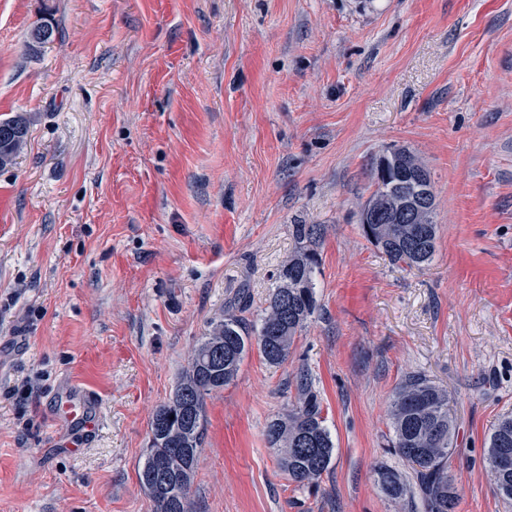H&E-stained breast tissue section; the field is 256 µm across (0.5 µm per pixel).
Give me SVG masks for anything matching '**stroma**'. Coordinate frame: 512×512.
<instances>
[{"mask_svg": "<svg viewBox=\"0 0 512 512\" xmlns=\"http://www.w3.org/2000/svg\"><path fill=\"white\" fill-rule=\"evenodd\" d=\"M53 39L30 45L41 20ZM0 512H153L154 412L212 320L259 324L295 224H321L316 311L207 400L191 512H423L382 493L389 399L447 390L457 512H512L484 463L512 410V0H0ZM417 155L436 252L392 264L357 213L371 164ZM308 373L335 443L317 487L265 429ZM77 381L90 433L56 424ZM29 120L24 115L0 119V168L13 164L26 145ZM99 410L100 401L92 390L74 382L68 384L57 397L58 419L69 427L93 430V421L96 420Z\"/></svg>", "mask_w": 512, "mask_h": 512, "instance_id": "obj_1", "label": "stroma"}]
</instances>
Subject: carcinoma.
<instances>
[{
	"instance_id": "obj_1",
	"label": "carcinoma",
	"mask_w": 512,
	"mask_h": 512,
	"mask_svg": "<svg viewBox=\"0 0 512 512\" xmlns=\"http://www.w3.org/2000/svg\"><path fill=\"white\" fill-rule=\"evenodd\" d=\"M29 120L23 115L0 119V168L13 164L26 145ZM374 191L361 206L358 222L366 239L396 265L421 269L436 251L435 207L424 211L422 223L399 224L373 211L383 200L414 201L433 190L431 176L409 149L398 147L373 163ZM321 224H293L294 253L277 271V286L260 325L251 327L230 315L213 323L181 373L170 400L151 421V445L139 471V483L152 501L153 512H189V494L197 458L206 436V399L236 378L252 345L264 359L279 365L287 360L297 333L316 309L314 275L319 266ZM298 403L269 422L267 442L278 451L280 468L301 485L317 481L329 469L335 445L322 416V405L305 374L297 382ZM390 447L413 470L411 484L398 470L379 464L374 473L384 495L401 502L418 486L424 512H457L459 493L448 461L456 424L448 393L424 376H410L392 393ZM512 452V414H504L488 438L486 469L498 495L512 500V468L495 467L502 449Z\"/></svg>"
}]
</instances>
